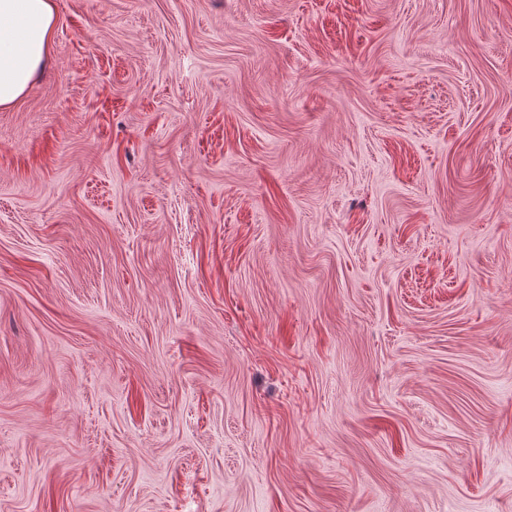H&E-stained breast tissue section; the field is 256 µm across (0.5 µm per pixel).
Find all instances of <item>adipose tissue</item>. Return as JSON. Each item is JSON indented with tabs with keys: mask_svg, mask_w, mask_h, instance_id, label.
Returning a JSON list of instances; mask_svg holds the SVG:
<instances>
[{
	"mask_svg": "<svg viewBox=\"0 0 512 512\" xmlns=\"http://www.w3.org/2000/svg\"><path fill=\"white\" fill-rule=\"evenodd\" d=\"M54 0H0V108L10 107L49 60Z\"/></svg>",
	"mask_w": 512,
	"mask_h": 512,
	"instance_id": "1",
	"label": "adipose tissue"
}]
</instances>
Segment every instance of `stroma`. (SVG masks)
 I'll list each match as a JSON object with an SVG mask.
<instances>
[{"mask_svg": "<svg viewBox=\"0 0 512 512\" xmlns=\"http://www.w3.org/2000/svg\"><path fill=\"white\" fill-rule=\"evenodd\" d=\"M55 5L0 512H512V0Z\"/></svg>", "mask_w": 512, "mask_h": 512, "instance_id": "stroma-1", "label": "stroma"}]
</instances>
